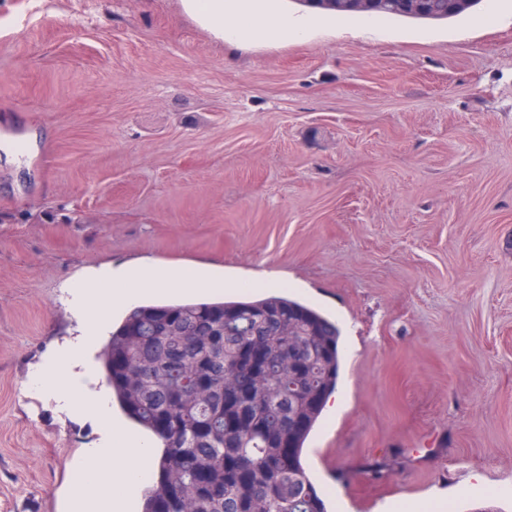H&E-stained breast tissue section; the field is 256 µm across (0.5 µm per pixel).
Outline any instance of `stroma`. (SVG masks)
Listing matches in <instances>:
<instances>
[{"label": "stroma", "mask_w": 512, "mask_h": 512, "mask_svg": "<svg viewBox=\"0 0 512 512\" xmlns=\"http://www.w3.org/2000/svg\"><path fill=\"white\" fill-rule=\"evenodd\" d=\"M236 46L182 0H0V512L97 435L24 393L105 264L198 263L335 320L329 512H512V0Z\"/></svg>", "instance_id": "35a3bbf8"}]
</instances>
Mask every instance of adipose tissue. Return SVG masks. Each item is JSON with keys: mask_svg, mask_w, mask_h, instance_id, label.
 I'll list each match as a JSON object with an SVG mask.
<instances>
[{"mask_svg": "<svg viewBox=\"0 0 512 512\" xmlns=\"http://www.w3.org/2000/svg\"><path fill=\"white\" fill-rule=\"evenodd\" d=\"M187 9L220 37L301 40L307 21L258 9L257 0H184ZM191 267L133 272L124 267L91 269L85 280L71 284L67 301L79 318L75 335L58 343L28 374V396L53 405L62 416L81 417L97 428L92 447L82 449L71 466L80 476L71 486L69 512H127L148 474L156 444L123 428L115 419L105 390L98 385L93 355L115 307L138 300L148 289L210 288Z\"/></svg>", "mask_w": 512, "mask_h": 512, "instance_id": "adipose-tissue-1", "label": "adipose tissue"}]
</instances>
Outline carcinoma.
I'll return each mask as SVG.
<instances>
[{
	"mask_svg": "<svg viewBox=\"0 0 512 512\" xmlns=\"http://www.w3.org/2000/svg\"><path fill=\"white\" fill-rule=\"evenodd\" d=\"M296 2L357 14L352 0ZM480 2L377 0L371 16L443 21ZM247 336L267 346V372L239 361ZM339 336L284 290L129 308L98 360L112 403L161 445L140 512H328L303 453L336 392Z\"/></svg>",
	"mask_w": 512,
	"mask_h": 512,
	"instance_id": "1",
	"label": "carcinoma"
}]
</instances>
